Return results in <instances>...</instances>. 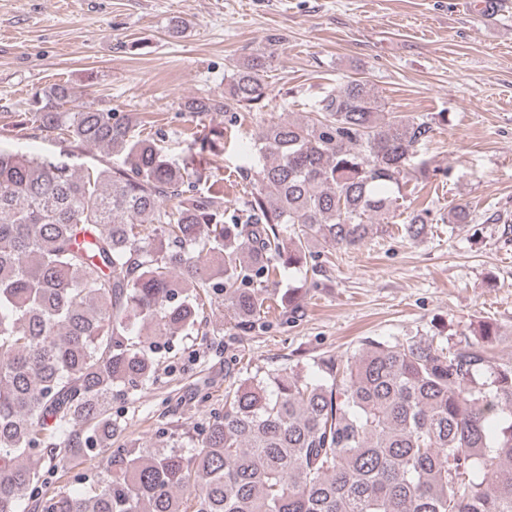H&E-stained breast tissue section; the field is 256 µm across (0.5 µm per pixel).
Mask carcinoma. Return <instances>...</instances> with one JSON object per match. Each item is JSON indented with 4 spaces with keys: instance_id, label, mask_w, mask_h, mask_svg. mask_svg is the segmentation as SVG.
<instances>
[{
    "instance_id": "cac0c4a2",
    "label": "carcinoma",
    "mask_w": 512,
    "mask_h": 512,
    "mask_svg": "<svg viewBox=\"0 0 512 512\" xmlns=\"http://www.w3.org/2000/svg\"><path fill=\"white\" fill-rule=\"evenodd\" d=\"M258 59L224 77L193 114L263 111ZM58 85L15 127L123 155L80 171L0 149V512H512V362L481 324L453 346L366 337L341 360L233 379L195 433L162 425L149 448L112 447V398L153 381L164 342L206 308L234 326L265 319L253 287L302 267L309 243L356 247L429 169L420 151L443 113L386 109L367 79L313 115L263 127V163L241 206L204 166L224 131L168 160L127 115L61 106ZM422 211L404 224L416 239ZM101 459L94 479L51 491L65 460Z\"/></svg>"
}]
</instances>
